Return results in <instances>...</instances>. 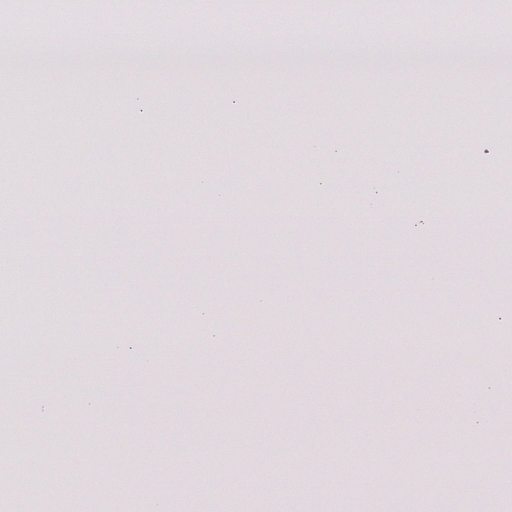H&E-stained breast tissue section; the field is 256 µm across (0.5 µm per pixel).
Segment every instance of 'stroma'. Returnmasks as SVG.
<instances>
[{
  "instance_id": "stroma-1",
  "label": "stroma",
  "mask_w": 512,
  "mask_h": 512,
  "mask_svg": "<svg viewBox=\"0 0 512 512\" xmlns=\"http://www.w3.org/2000/svg\"><path fill=\"white\" fill-rule=\"evenodd\" d=\"M220 9L149 54L131 37L105 49V11L71 51L0 56V126L37 108L57 125L27 182L41 208L0 187V316L7 282L84 289L63 333L26 338L40 357L21 388L0 385V431L36 452L0 506L92 478L89 512H512V55L488 47L512 33L312 20L268 47L234 0ZM91 154L99 203L76 208L51 182ZM424 325L454 351L415 345ZM308 458L317 471L284 493Z\"/></svg>"
}]
</instances>
